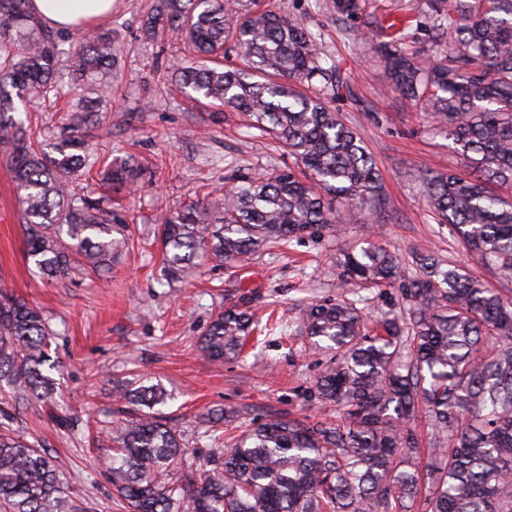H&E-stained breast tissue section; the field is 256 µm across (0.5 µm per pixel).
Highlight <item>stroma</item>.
<instances>
[{"label": "stroma", "instance_id": "obj_1", "mask_svg": "<svg viewBox=\"0 0 512 512\" xmlns=\"http://www.w3.org/2000/svg\"><path fill=\"white\" fill-rule=\"evenodd\" d=\"M355 13L339 0H256L302 20L314 33L324 66L338 67L350 85L332 109L356 128L382 175L384 198L359 221L335 232L307 236L290 249L261 253L241 272L244 292L274 329L252 335L241 357L206 359L196 346L221 303L230 270L196 259L181 281L161 278L155 227L162 210L175 209L227 187L238 177L271 174L294 160L276 144L260 143L236 113L212 118L171 83L170 68L184 57L177 41L140 38L147 0H115L100 29L124 46L112 76V102L91 131L101 156L133 157L142 167L137 192L112 198L127 224L129 247L103 275L75 273L54 281L34 274L24 258L23 217L14 182L0 160V290L43 308L57 331L50 354L60 365L58 408L30 402L14 426L53 456L69 482L74 512H123L108 462L111 448L95 443L97 424L118 419L117 386L136 377L161 384L162 412L184 432V458L201 463L218 456L223 438L201 436L198 417L215 409L248 408L262 423L273 416L335 423V404L319 398L315 383L325 357L303 331V309L315 299H364L370 320L399 311L397 289L344 285L336 257L366 241L395 253L414 275V251L427 248L492 288L508 282L470 254L446 224L434 220L422 192L425 175L467 172L445 130L388 85L377 50L381 29L401 20L403 48L421 60L441 47L431 39L428 0H358Z\"/></svg>", "mask_w": 512, "mask_h": 512}]
</instances>
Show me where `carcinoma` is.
Masks as SVG:
<instances>
[{"instance_id": "1", "label": "carcinoma", "mask_w": 512, "mask_h": 512, "mask_svg": "<svg viewBox=\"0 0 512 512\" xmlns=\"http://www.w3.org/2000/svg\"><path fill=\"white\" fill-rule=\"evenodd\" d=\"M31 0H0V147L25 216L27 259L59 281L77 266L100 273L126 246L114 191L141 175L132 158L105 162L86 142L96 106L112 100L121 45L112 33L63 38L34 14ZM433 36L450 51L421 67L397 41L379 44L393 85L448 132L471 172L425 177L423 192L441 224L486 266L512 278V0H433ZM168 33L188 47L172 77L219 111L247 117L303 166L261 175L224 193L168 211L157 228L162 272L178 281L206 255L230 267L264 250L335 230L379 200L382 181L363 140L328 100L348 88L322 65L306 25L246 0H154L141 21L146 42ZM237 63L230 64L228 53ZM82 92L50 141L34 140L15 102L58 97L64 64ZM96 173L105 193L77 180ZM350 208L338 213L331 199ZM412 280L396 255L374 244L336 257L351 286L401 289L404 313L388 312L371 335L359 301L314 300L304 331L328 356L316 381L341 422L286 416L248 424L222 454L184 484L171 477L183 432L154 407L156 384L127 386L128 416L101 432L112 445V485L128 512H512V290L488 288L429 250L414 256ZM256 322L245 295L224 305L198 341L208 358L239 357ZM43 311L0 292V389L11 403L48 401L56 391ZM444 441L420 469L411 424L419 405ZM0 407V509L67 512L63 474L52 456L11 431Z\"/></svg>"}]
</instances>
